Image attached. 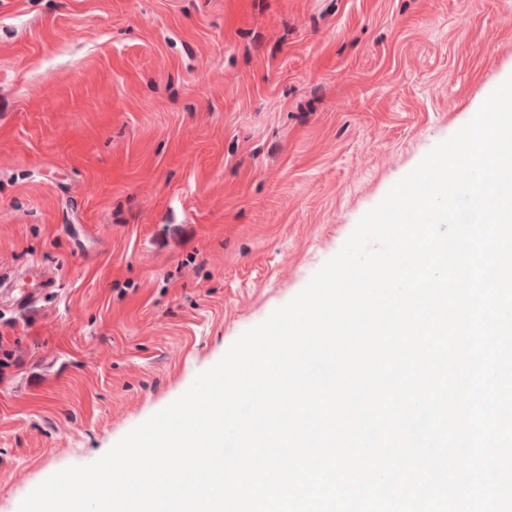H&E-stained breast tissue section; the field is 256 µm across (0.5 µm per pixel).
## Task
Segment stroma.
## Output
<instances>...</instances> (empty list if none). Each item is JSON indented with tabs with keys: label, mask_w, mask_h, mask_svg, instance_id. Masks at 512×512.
I'll return each instance as SVG.
<instances>
[{
	"label": "stroma",
	"mask_w": 512,
	"mask_h": 512,
	"mask_svg": "<svg viewBox=\"0 0 512 512\" xmlns=\"http://www.w3.org/2000/svg\"><path fill=\"white\" fill-rule=\"evenodd\" d=\"M512 76V0H0V512L291 300Z\"/></svg>",
	"instance_id": "35a3bbf8"
}]
</instances>
